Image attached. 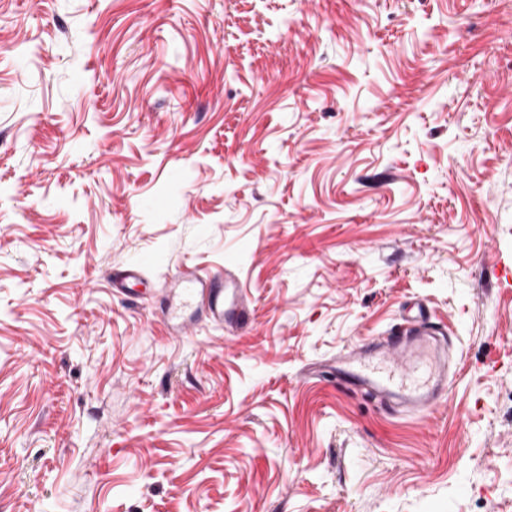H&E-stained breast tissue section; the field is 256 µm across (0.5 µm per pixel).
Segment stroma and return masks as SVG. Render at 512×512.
<instances>
[{"label": "stroma", "instance_id": "1", "mask_svg": "<svg viewBox=\"0 0 512 512\" xmlns=\"http://www.w3.org/2000/svg\"><path fill=\"white\" fill-rule=\"evenodd\" d=\"M416 305L437 410L315 375ZM0 512H512V0H0ZM152 264V256L146 254L113 270L112 288L120 295H140L156 289L163 300L166 319L173 328L180 327L187 314L191 317L184 329L200 319L213 327L224 328V321L229 316V312L224 311V276H202L187 267L182 272L168 275L164 288H135L154 285L148 275Z\"/></svg>", "mask_w": 512, "mask_h": 512}]
</instances>
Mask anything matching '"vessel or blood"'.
I'll use <instances>...</instances> for the list:
<instances>
[{
    "instance_id": "obj_1",
    "label": "vessel or blood",
    "mask_w": 512,
    "mask_h": 512,
    "mask_svg": "<svg viewBox=\"0 0 512 512\" xmlns=\"http://www.w3.org/2000/svg\"><path fill=\"white\" fill-rule=\"evenodd\" d=\"M151 255L112 272V286L121 295L135 294L137 286L151 285ZM159 295L171 327L185 318L223 327L228 317H246L247 307L224 310V279L199 275L192 269L167 276ZM336 375L350 385H367L394 399L408 411L436 409L448 385V349L443 332L425 311L404 318L381 342L348 347L336 356Z\"/></svg>"
}]
</instances>
